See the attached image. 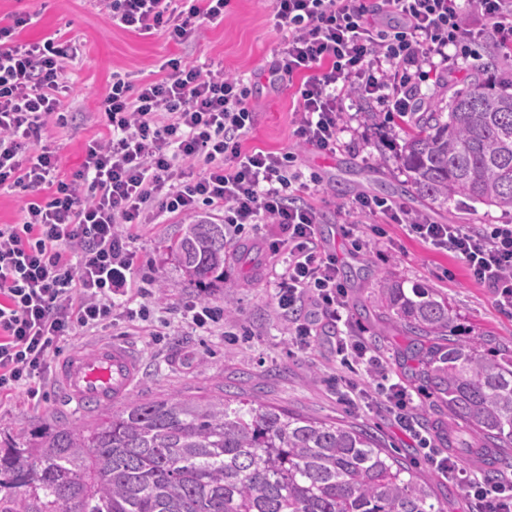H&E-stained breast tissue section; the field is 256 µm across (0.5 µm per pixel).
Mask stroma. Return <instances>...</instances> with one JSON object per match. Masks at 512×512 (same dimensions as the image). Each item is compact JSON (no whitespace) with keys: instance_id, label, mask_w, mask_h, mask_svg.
<instances>
[{"instance_id":"35a3bbf8","label":"stroma","mask_w":512,"mask_h":512,"mask_svg":"<svg viewBox=\"0 0 512 512\" xmlns=\"http://www.w3.org/2000/svg\"><path fill=\"white\" fill-rule=\"evenodd\" d=\"M29 17L19 28L23 42L53 37L78 42L81 52L69 63V90L61 97L64 111L76 113L67 126L50 127L47 142L62 159L63 176L83 160L88 141L106 131L101 103L113 72L146 83L162 77L161 65L180 56L203 68H223L245 77L252 90L255 121L244 141L247 149L292 153L303 174L317 173L319 186L299 191L301 201L321 217L318 233L323 246L335 253L340 277L348 289L349 332L358 336L381 366H342L335 347L322 337L297 343L288 322L278 315L271 283L274 259L247 247L227 246L224 280L208 289L185 279L166 246L179 236L186 220L167 215L139 227L129 241L136 277L156 280L149 321H118L89 336L61 342L63 354L91 350L98 342L121 339L133 345L141 360L134 399H158L182 393L189 396L243 392L293 413L325 420L357 423L377 433L387 447L416 470L429 471L423 449L394 425L390 415L374 404L345 403L336 382L354 379L372 391L383 379L403 382L413 393L416 414L432 447L447 451L439 430L448 420L443 409L428 400L415 374V365L403 355L406 343L401 327L389 323L380 304L382 279L420 285L447 299L456 313L451 333L459 338L490 335L512 341V313L501 311L491 292L476 283L453 253L432 249L409 236L404 227L382 215L350 214L341 204L358 195L389 197L436 224H461L470 229L483 224H512V210L494 206H460L451 211L431 209L417 194H406L407 181L400 155L410 117L379 108L372 101L347 102V122L335 153L324 155L301 146L295 137L298 110L295 86L270 88L266 70L284 34L276 29L267 0H231L223 17L205 24L200 36L175 44L162 34L142 35L112 23L101 0H0V25L14 17ZM480 60H494L488 70L457 63L439 64L438 76L427 82V102L447 108L454 92L480 81L494 90L512 89V53L494 40L475 44ZM381 225L384 235L370 239V225ZM204 300L215 306L232 302L234 312L225 326L202 333L181 319L183 304ZM236 333L235 342L224 338ZM97 411L76 409L58 393L54 371H47L40 404L24 392L0 400V444L30 437L45 427L61 424L92 425Z\"/></svg>"}]
</instances>
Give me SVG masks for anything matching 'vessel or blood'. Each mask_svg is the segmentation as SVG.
Masks as SVG:
<instances>
[{
	"label": "vessel or blood",
	"instance_id": "obj_1",
	"mask_svg": "<svg viewBox=\"0 0 512 512\" xmlns=\"http://www.w3.org/2000/svg\"><path fill=\"white\" fill-rule=\"evenodd\" d=\"M140 373L138 353L114 340L99 342L90 352L61 358L55 371L62 392L85 411L126 397L137 384Z\"/></svg>",
	"mask_w": 512,
	"mask_h": 512
}]
</instances>
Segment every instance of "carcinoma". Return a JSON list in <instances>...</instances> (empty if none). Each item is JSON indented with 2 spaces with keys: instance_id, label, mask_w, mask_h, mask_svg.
<instances>
[{
  "instance_id": "1",
  "label": "carcinoma",
  "mask_w": 512,
  "mask_h": 512,
  "mask_svg": "<svg viewBox=\"0 0 512 512\" xmlns=\"http://www.w3.org/2000/svg\"><path fill=\"white\" fill-rule=\"evenodd\" d=\"M409 191L439 209L512 210V93L480 84L406 130ZM168 250L200 286L224 279V225L188 224ZM407 358L449 422L512 462V348L448 335L456 313L425 288L385 280ZM430 480L373 434L257 399L172 395L102 408L0 448V512H440Z\"/></svg>"
}]
</instances>
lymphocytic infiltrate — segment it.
I'll list each match as a JSON object with an SVG mask.
<instances>
[{
  "label": "lymphocytic infiltrate",
  "mask_w": 512,
  "mask_h": 512,
  "mask_svg": "<svg viewBox=\"0 0 512 512\" xmlns=\"http://www.w3.org/2000/svg\"><path fill=\"white\" fill-rule=\"evenodd\" d=\"M230 0H103L112 22L140 33L162 32L183 43L203 20L222 17ZM284 32L267 73L270 85L297 82L295 135L324 153L335 152L346 100L371 99L393 112L420 101V68L448 60L449 47L468 48L490 36L512 49V0H272ZM490 21L468 26L466 12ZM26 17L0 27V190L22 193L14 224L0 225V395L27 388L36 397L40 378L59 344L118 319H146L132 308L136 288L128 242L139 225L164 214L224 213V235L257 250L288 257L274 300L300 343L320 335L323 320L338 323L347 311V288L336 257L317 240V213L296 197L300 179L288 152L244 151L254 124L244 78L202 70L169 58L161 79L132 85L113 74L103 101L106 135L88 144L71 177L60 175L48 145L49 125H66L60 96L68 89L66 63L79 47L53 38L16 39ZM351 212H381L436 250L452 251L470 276L512 311V224H432L403 205L367 196ZM268 235L247 238L257 225ZM345 397L381 403L395 424L421 448L430 442L401 383L376 392L349 383ZM433 468L463 480L474 512H512V480L488 483L463 472L452 457L433 452Z\"/></svg>",
  "instance_id": "obj_1"
}]
</instances>
